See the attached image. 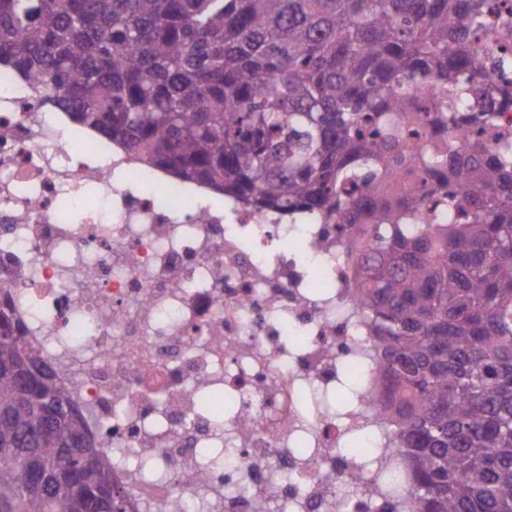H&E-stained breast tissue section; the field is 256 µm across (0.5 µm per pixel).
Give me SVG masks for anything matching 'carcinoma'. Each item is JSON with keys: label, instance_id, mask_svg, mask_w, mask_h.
Segmentation results:
<instances>
[{"label": "carcinoma", "instance_id": "cac0c4a2", "mask_svg": "<svg viewBox=\"0 0 512 512\" xmlns=\"http://www.w3.org/2000/svg\"><path fill=\"white\" fill-rule=\"evenodd\" d=\"M494 0H0V64L142 162L364 224L353 299L417 512H512V8ZM491 32L490 47L477 44ZM0 307V512H125Z\"/></svg>", "mask_w": 512, "mask_h": 512}]
</instances>
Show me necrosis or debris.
<instances>
[{"label": "necrosis or debris", "mask_w": 512, "mask_h": 512, "mask_svg": "<svg viewBox=\"0 0 512 512\" xmlns=\"http://www.w3.org/2000/svg\"><path fill=\"white\" fill-rule=\"evenodd\" d=\"M356 245L140 163L0 65V268L128 512H414ZM347 382L352 409L316 402Z\"/></svg>", "instance_id": "4bbe7bcc"}]
</instances>
